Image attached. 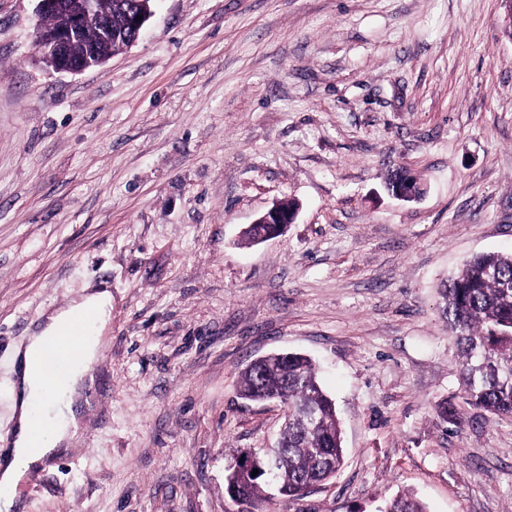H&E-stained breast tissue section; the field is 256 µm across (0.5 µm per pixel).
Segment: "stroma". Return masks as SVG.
I'll return each mask as SVG.
<instances>
[{
    "instance_id": "1",
    "label": "stroma",
    "mask_w": 512,
    "mask_h": 512,
    "mask_svg": "<svg viewBox=\"0 0 512 512\" xmlns=\"http://www.w3.org/2000/svg\"><path fill=\"white\" fill-rule=\"evenodd\" d=\"M500 0H156L141 38L59 73L37 0H0V441L44 313L112 289L97 409L19 512H237L238 451L284 409L238 373L301 352L345 459L250 512H512V416L466 405L439 288L512 251V39ZM402 166L423 195L384 189ZM297 203L277 238L241 232ZM455 411L440 419L439 404ZM379 512H427L424 504L407 492H397Z\"/></svg>"
}]
</instances>
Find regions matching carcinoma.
I'll list each match as a JSON object with an SVG mask.
<instances>
[{
    "instance_id": "obj_1",
    "label": "carcinoma",
    "mask_w": 512,
    "mask_h": 512,
    "mask_svg": "<svg viewBox=\"0 0 512 512\" xmlns=\"http://www.w3.org/2000/svg\"><path fill=\"white\" fill-rule=\"evenodd\" d=\"M144 0H97L71 45L74 60L97 63L121 51L134 36L132 17ZM274 231L270 224H251L243 239L251 244ZM441 296L448 328L460 345L458 376L466 403L498 415H512V253L473 257L448 278ZM239 395L254 402L278 400L285 423L267 460L271 471L252 474L236 463L225 476L224 491L234 501L248 502L275 479L290 500L336 474L342 465V432L333 399L320 385L311 358L287 353L254 361L240 373ZM381 512H427L407 492H397Z\"/></svg>"
}]
</instances>
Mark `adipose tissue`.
I'll list each match as a JSON object with an SVG mask.
<instances>
[{"mask_svg": "<svg viewBox=\"0 0 512 512\" xmlns=\"http://www.w3.org/2000/svg\"><path fill=\"white\" fill-rule=\"evenodd\" d=\"M88 308L95 312L93 325L96 336L92 339L79 336L75 342L81 348L84 364H91L98 354V337L106 331L112 313V293L106 288H95L79 301L49 310L26 344L17 352L13 382L16 423L12 440L16 456L0 463V485L6 489L5 494L0 496V512H13L16 506L14 490L31 465L63 456L72 450L79 432L85 394L92 384L91 377L87 376L84 369H74L64 375L66 398L51 407L53 426L39 453L33 455L28 448L31 431L30 399L36 389L30 382V373L37 369L41 361L51 357V338L67 334L77 315Z\"/></svg>", "mask_w": 512, "mask_h": 512, "instance_id": "adipose-tissue-1", "label": "adipose tissue"}]
</instances>
